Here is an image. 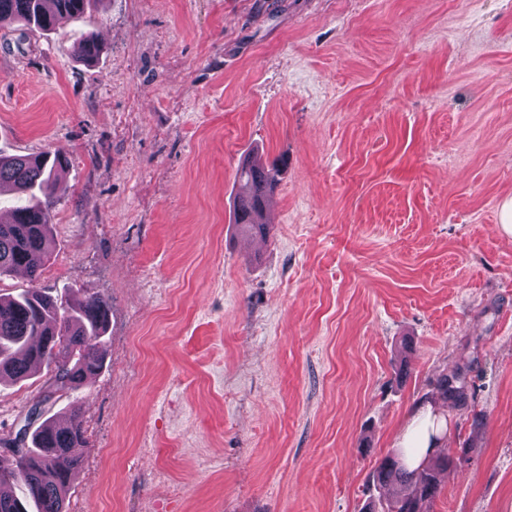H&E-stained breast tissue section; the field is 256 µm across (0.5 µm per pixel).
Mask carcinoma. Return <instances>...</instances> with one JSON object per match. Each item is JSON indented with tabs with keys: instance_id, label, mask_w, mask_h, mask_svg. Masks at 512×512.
<instances>
[{
	"instance_id": "obj_1",
	"label": "carcinoma",
	"mask_w": 512,
	"mask_h": 512,
	"mask_svg": "<svg viewBox=\"0 0 512 512\" xmlns=\"http://www.w3.org/2000/svg\"><path fill=\"white\" fill-rule=\"evenodd\" d=\"M92 0H0V24L20 21L30 30L52 31L82 15ZM68 159L49 153H0V186L20 201L13 221L0 224V278L23 270L35 283L49 252L53 196ZM284 158L270 163L253 156L238 169L234 223L251 236L268 238L264 203L276 189ZM112 302L92 295L73 302L34 286L0 295V378L23 380L45 367L57 391L75 392L96 377L108 355L106 332ZM86 443L76 407L48 419L28 435L15 466L0 465V512H64L80 462L71 449ZM462 457L438 456L409 468L399 455L385 456L372 473L377 487L399 483L394 496L372 497L366 512H431L440 475L457 469Z\"/></svg>"
}]
</instances>
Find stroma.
Instances as JSON below:
<instances>
[{
	"label": "stroma",
	"mask_w": 512,
	"mask_h": 512,
	"mask_svg": "<svg viewBox=\"0 0 512 512\" xmlns=\"http://www.w3.org/2000/svg\"><path fill=\"white\" fill-rule=\"evenodd\" d=\"M93 36L97 59H80ZM0 150L69 161L38 285L112 301L66 512H360L453 378L433 512H512V6L97 0L0 25ZM287 165L260 247L252 153ZM0 382V439L47 389ZM483 414L474 425L475 414ZM287 161L281 157L267 163L253 156L244 160L238 169V191L234 205V224L246 235L267 239L270 224L264 215V203L276 189L281 168ZM247 212L251 219L244 222L241 212Z\"/></svg>",
	"instance_id": "35a3bbf8"
}]
</instances>
